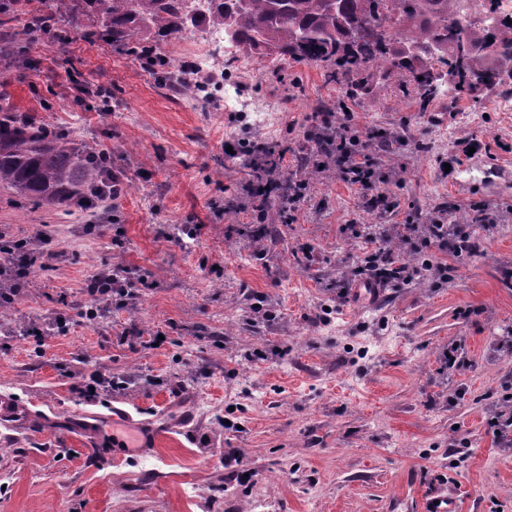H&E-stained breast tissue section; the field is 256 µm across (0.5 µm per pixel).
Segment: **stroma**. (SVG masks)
Wrapping results in <instances>:
<instances>
[{"instance_id": "35a3bbf8", "label": "stroma", "mask_w": 512, "mask_h": 512, "mask_svg": "<svg viewBox=\"0 0 512 512\" xmlns=\"http://www.w3.org/2000/svg\"><path fill=\"white\" fill-rule=\"evenodd\" d=\"M66 31L61 47L20 40L17 62L0 61V95L75 142L113 148L136 189L95 224L0 192L1 232L33 241L47 226L58 243L0 314V512H428L438 499L451 512H512V447L491 426L512 406V112L495 108L512 82L456 100L444 73L423 111L397 80L369 79L332 121L395 137L381 165L387 208L365 207L340 178L313 179L293 214L269 209L258 240L239 208L249 170L225 160L224 130L275 142L285 175L299 178L310 115L341 93L321 67L251 58L240 93L280 106L271 138L225 111L223 54L202 74L212 96L190 105L111 41ZM100 86L108 102L78 103V88ZM452 107L484 119L462 122ZM451 154L462 163L448 174ZM443 206L472 243L459 257L437 253L447 280L339 299L336 279L364 259L365 231ZM181 224L197 235L180 239ZM113 266L139 281L126 306L102 307L85 288ZM255 294L266 315L252 312ZM94 373L125 386L88 395ZM116 408L152 429L154 447L113 445L126 428Z\"/></svg>"}]
</instances>
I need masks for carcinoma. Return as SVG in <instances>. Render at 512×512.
<instances>
[{"mask_svg":"<svg viewBox=\"0 0 512 512\" xmlns=\"http://www.w3.org/2000/svg\"><path fill=\"white\" fill-rule=\"evenodd\" d=\"M488 0L476 21L462 0H210L205 14L184 8L183 0H70L69 18L96 22L112 45L159 70L176 96L207 91L194 63L167 60L153 40L178 38L202 26L221 28L228 40L258 57L276 56L320 65L330 83L344 86L345 99L365 89L361 76L372 70L399 78L420 108L438 91L435 67L448 66L451 92L471 96L502 84L512 68V22L496 15ZM490 51L498 63L478 64ZM104 169L91 150L46 125L23 117L9 103L0 105V190L19 201L71 208L94 206L92 190Z\"/></svg>","mask_w":512,"mask_h":512,"instance_id":"obj_1","label":"carcinoma"}]
</instances>
